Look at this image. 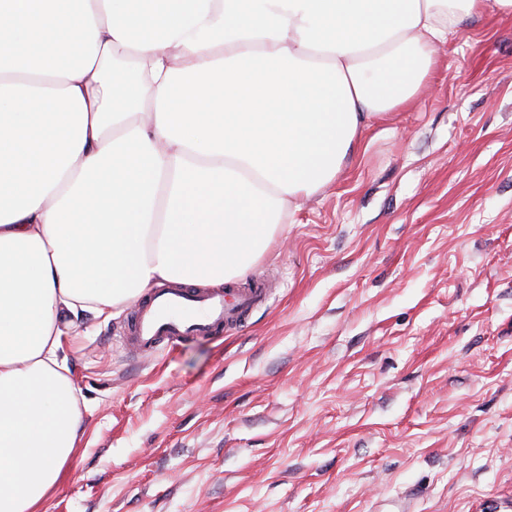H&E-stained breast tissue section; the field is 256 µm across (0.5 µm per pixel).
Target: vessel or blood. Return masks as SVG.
<instances>
[{"mask_svg":"<svg viewBox=\"0 0 512 512\" xmlns=\"http://www.w3.org/2000/svg\"><path fill=\"white\" fill-rule=\"evenodd\" d=\"M266 293L262 283L197 292L175 286L152 289L132 313L126 342L133 352L145 355L191 337L216 335L240 322Z\"/></svg>","mask_w":512,"mask_h":512,"instance_id":"b4317fda","label":"vessel or blood"}]
</instances>
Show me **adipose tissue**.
<instances>
[{"label":"adipose tissue","instance_id":"adipose-tissue-1","mask_svg":"<svg viewBox=\"0 0 512 512\" xmlns=\"http://www.w3.org/2000/svg\"><path fill=\"white\" fill-rule=\"evenodd\" d=\"M490 3L0 0V512L74 453L66 333L243 276Z\"/></svg>","mask_w":512,"mask_h":512}]
</instances>
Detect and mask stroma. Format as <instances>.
Segmentation results:
<instances>
[{
	"label": "stroma",
	"mask_w": 512,
	"mask_h": 512,
	"mask_svg": "<svg viewBox=\"0 0 512 512\" xmlns=\"http://www.w3.org/2000/svg\"><path fill=\"white\" fill-rule=\"evenodd\" d=\"M431 83L251 266L242 326L137 356L131 307L83 322L39 512H512V15Z\"/></svg>",
	"instance_id": "stroma-1"
}]
</instances>
